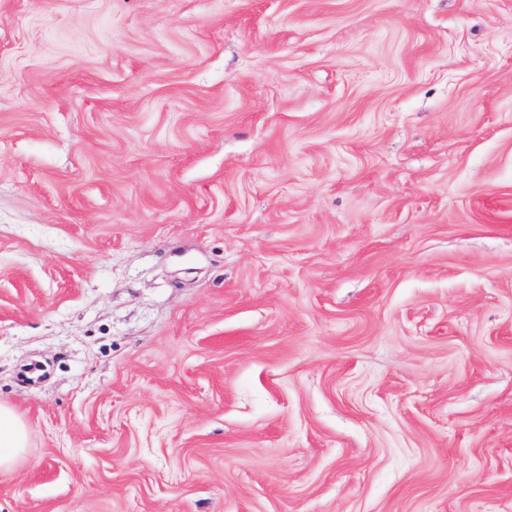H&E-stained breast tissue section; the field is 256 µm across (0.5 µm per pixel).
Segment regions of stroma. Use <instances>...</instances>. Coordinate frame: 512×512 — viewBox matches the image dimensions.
<instances>
[{
  "label": "stroma",
  "instance_id": "35a3bbf8",
  "mask_svg": "<svg viewBox=\"0 0 512 512\" xmlns=\"http://www.w3.org/2000/svg\"><path fill=\"white\" fill-rule=\"evenodd\" d=\"M0 512H512V0H0ZM26 444L24 424L12 409L0 405V469L14 466Z\"/></svg>",
  "mask_w": 512,
  "mask_h": 512
}]
</instances>
